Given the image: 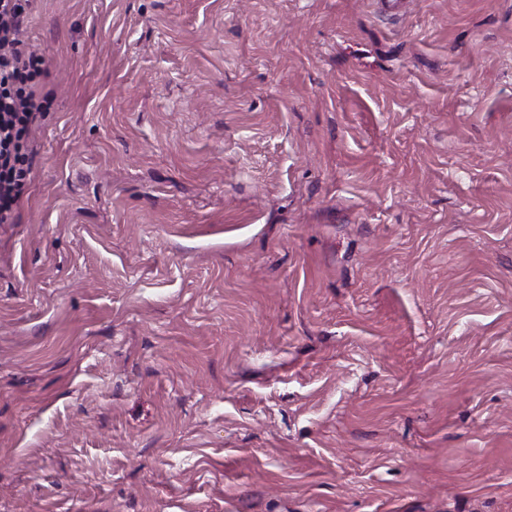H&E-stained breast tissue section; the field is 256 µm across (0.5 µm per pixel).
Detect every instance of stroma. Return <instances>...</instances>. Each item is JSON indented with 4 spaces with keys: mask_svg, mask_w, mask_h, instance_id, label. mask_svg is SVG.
Here are the masks:
<instances>
[{
    "mask_svg": "<svg viewBox=\"0 0 512 512\" xmlns=\"http://www.w3.org/2000/svg\"><path fill=\"white\" fill-rule=\"evenodd\" d=\"M0 512H512V0H34Z\"/></svg>",
    "mask_w": 512,
    "mask_h": 512,
    "instance_id": "1",
    "label": "stroma"
}]
</instances>
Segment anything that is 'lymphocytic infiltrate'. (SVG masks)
I'll use <instances>...</instances> for the list:
<instances>
[{"label":"lymphocytic infiltrate","instance_id":"obj_1","mask_svg":"<svg viewBox=\"0 0 512 512\" xmlns=\"http://www.w3.org/2000/svg\"><path fill=\"white\" fill-rule=\"evenodd\" d=\"M30 0H0V224L14 221L26 170L20 141L46 108L31 87L43 58L23 50Z\"/></svg>","mask_w":512,"mask_h":512}]
</instances>
